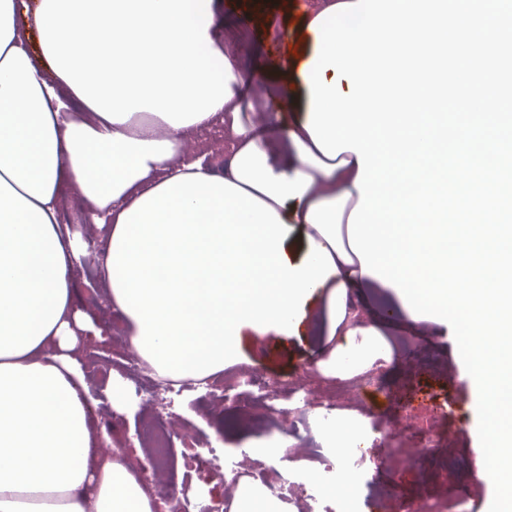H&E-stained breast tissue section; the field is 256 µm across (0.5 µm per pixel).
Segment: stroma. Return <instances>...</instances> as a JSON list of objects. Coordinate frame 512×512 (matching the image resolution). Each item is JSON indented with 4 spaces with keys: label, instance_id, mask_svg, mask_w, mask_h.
<instances>
[{
    "label": "stroma",
    "instance_id": "1",
    "mask_svg": "<svg viewBox=\"0 0 512 512\" xmlns=\"http://www.w3.org/2000/svg\"><path fill=\"white\" fill-rule=\"evenodd\" d=\"M222 2L219 32L255 103L240 118L266 125L272 157L281 160L288 128L303 118L282 109V93L292 89L300 102L304 91L296 76L275 73L273 64L300 50L301 15L318 11L324 0ZM73 277L79 304L104 331L102 339H89L83 351L88 381L97 389L110 374L127 373L125 326L117 313L103 309L107 284L102 274L80 264ZM394 297L384 288L368 290L366 299L338 310L341 326L323 342L317 339L319 295L304 305L298 330L239 328L232 366L256 370L273 387L285 413L274 431H265L261 414L250 410L257 387L221 383L171 393L159 406L143 397L131 414L103 402L92 412V425L108 434L110 447L126 448L134 462L143 450L130 447V440L155 413H162L181 426L169 471L176 489L192 499L233 500L241 486L254 480L233 470L226 476L214 473L210 447L219 448L229 465L254 444L281 440L295 447L318 439L317 420L328 410L335 430L355 423L362 432L364 453L343 461L359 480V512H417L424 506L436 512H488L491 493L469 487L475 462L468 447L478 439L476 396L468 389L462 399L450 400L448 381L440 372L444 355L453 349L451 327L431 315L416 320L390 312ZM349 340L366 355L346 366L331 352ZM298 384L307 391L306 401L290 393Z\"/></svg>",
    "mask_w": 512,
    "mask_h": 512
}]
</instances>
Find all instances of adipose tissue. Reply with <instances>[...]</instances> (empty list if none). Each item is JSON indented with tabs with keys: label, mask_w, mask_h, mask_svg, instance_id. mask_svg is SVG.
Here are the masks:
<instances>
[{
	"label": "adipose tissue",
	"mask_w": 512,
	"mask_h": 512,
	"mask_svg": "<svg viewBox=\"0 0 512 512\" xmlns=\"http://www.w3.org/2000/svg\"><path fill=\"white\" fill-rule=\"evenodd\" d=\"M0 0V512H153L121 451L101 454L79 352L98 334L76 304L87 251L61 223L68 190L104 229L108 305L163 377L207 385L239 325L294 327L322 290L336 323L350 259L328 197L357 194L356 154L325 157L297 123L277 169L216 29L217 0ZM37 37L40 53L28 49ZM222 124L224 169L184 156ZM308 225L292 262L288 223Z\"/></svg>",
	"instance_id": "adipose-tissue-1"
}]
</instances>
